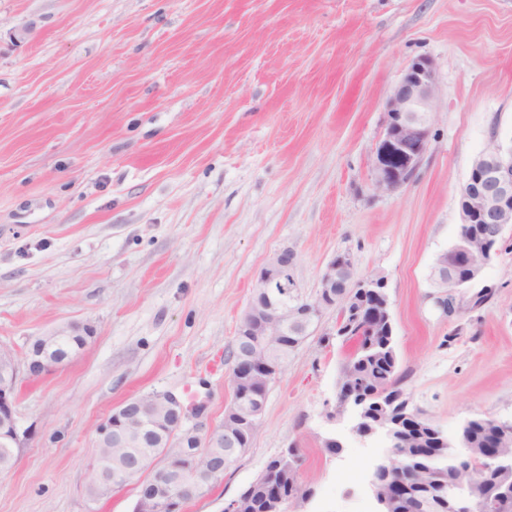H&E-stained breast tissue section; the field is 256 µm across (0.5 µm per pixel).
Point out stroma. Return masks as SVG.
I'll return each mask as SVG.
<instances>
[{"label":"stroma","mask_w":512,"mask_h":512,"mask_svg":"<svg viewBox=\"0 0 512 512\" xmlns=\"http://www.w3.org/2000/svg\"><path fill=\"white\" fill-rule=\"evenodd\" d=\"M419 56L439 86L429 147L408 184L378 191L387 100ZM495 139L512 140V0H0V343L21 355L58 326L92 329L21 379L28 439L0 512H133L144 474L87 495L99 424L168 391L203 406L190 424L221 423L237 326L286 247L305 297L338 254L384 277L401 388L449 443L473 417L512 420V239L453 321L431 299ZM347 353L326 311L250 448L185 512H223L287 448L314 489L306 512H375L390 442L335 413Z\"/></svg>","instance_id":"35a3bbf8"}]
</instances>
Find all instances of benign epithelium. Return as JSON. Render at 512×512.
Returning a JSON list of instances; mask_svg holds the SVG:
<instances>
[{
	"instance_id": "1",
	"label": "benign epithelium",
	"mask_w": 512,
	"mask_h": 512,
	"mask_svg": "<svg viewBox=\"0 0 512 512\" xmlns=\"http://www.w3.org/2000/svg\"><path fill=\"white\" fill-rule=\"evenodd\" d=\"M437 80L432 60L428 57L413 59L404 69L392 89L387 101L384 118V137L378 150V161L373 168V185L380 191L392 192L408 184L416 174L427 151L432 129V114L435 107ZM461 219L464 224H481L483 229L477 238L498 243L506 227L512 225V143H492L473 161L468 180L460 195ZM454 259L448 261V253L437 258L431 270V280L436 288L432 295L435 306L446 319L458 312L459 290L477 282L485 267L498 250L489 248L483 255H474L470 239L460 238L454 248ZM297 253L286 247L276 253L263 266L253 285L252 296L262 300L257 308H249L238 326V349L229 368V381L233 391L231 405L224 415L234 417V429L224 432V457L214 460L201 470L195 465L186 466L181 480L180 495L167 494L160 498L147 497L141 501L139 512H180L181 503L191 497L202 495L206 486L223 478L226 464L235 461L244 452L240 443L256 434L265 407V397L254 392L251 385L256 375L274 380L284 364L274 359L273 354L285 346L287 332L298 325L317 323L325 308L345 301L350 289L365 293L385 289L384 278L355 276L349 258H333L326 265L315 295L301 300L296 292L294 269ZM73 334V327L56 329L48 336L34 341L23 358L14 350L0 343V443L7 448L23 447L27 431L21 429L16 410V389L21 371L30 377H38L53 367L67 361L68 353L57 351L60 341ZM345 404L358 410L356 434L365 437L376 432L383 433L396 448V433H410L419 420L415 415L391 419L381 416L372 422L368 416L366 399L348 398ZM186 409L182 401L170 392L154 395L153 407H141L136 400H126L117 406L97 429V444H115L128 450L130 469L124 472L104 473L102 467L92 466L89 483L97 490L96 496L104 498L112 488L126 482L140 470H150L156 479L165 477L169 468L153 465V458L132 450L128 431L152 429L169 435V440L183 448L181 455L199 458L203 440H211L215 428L205 434L197 427H185ZM483 460L494 468H509L512 460L501 452V445L491 444L484 449ZM404 463L397 452L379 463L373 472L370 485L378 505V512H388V499L380 482L390 473H400ZM414 498L423 499V505L432 501L446 503L448 512H488L485 502L471 493L449 496L443 489H431L422 484L410 490ZM313 497V490L305 486L301 497L288 500L282 497L274 502L271 512H295Z\"/></svg>"
}]
</instances>
